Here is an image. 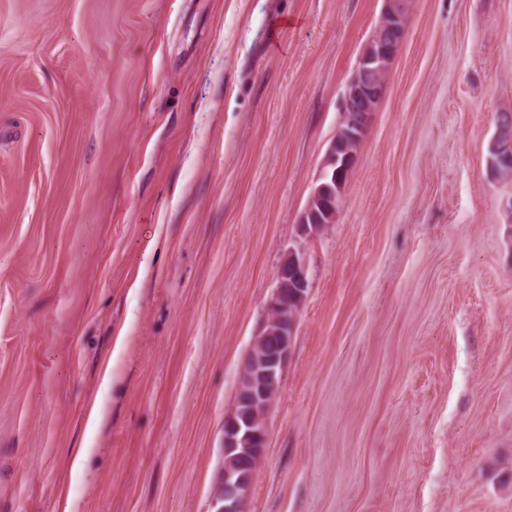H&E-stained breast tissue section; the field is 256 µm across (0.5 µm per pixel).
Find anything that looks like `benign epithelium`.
<instances>
[{
  "instance_id": "benign-epithelium-1",
  "label": "benign epithelium",
  "mask_w": 512,
  "mask_h": 512,
  "mask_svg": "<svg viewBox=\"0 0 512 512\" xmlns=\"http://www.w3.org/2000/svg\"><path fill=\"white\" fill-rule=\"evenodd\" d=\"M386 34L378 40L370 54H361L355 68L359 77L349 81L341 101L343 112L366 113L371 99L383 97L384 87L377 80L376 62L383 56L398 53L405 32L401 31L403 6L408 0H386ZM321 182L311 192L300 223L325 200L339 210L344 185L331 188ZM305 300L309 288V271L305 257L291 252L278 267L276 287L268 301L269 319L257 336L243 363L235 402L224 415V468L221 479L222 507L218 512H243V505L253 486L257 467L265 455L267 444L266 414L275 400L288 359L296 325V310L289 308L288 289Z\"/></svg>"
}]
</instances>
